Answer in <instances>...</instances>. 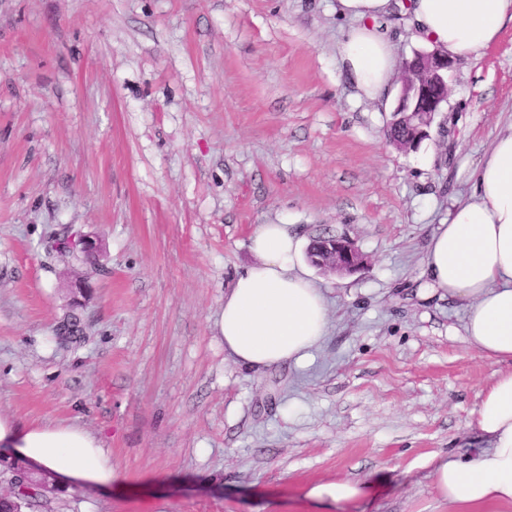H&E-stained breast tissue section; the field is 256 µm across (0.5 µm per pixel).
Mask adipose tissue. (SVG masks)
Wrapping results in <instances>:
<instances>
[{
  "label": "adipose tissue",
  "instance_id": "adipose-tissue-1",
  "mask_svg": "<svg viewBox=\"0 0 512 512\" xmlns=\"http://www.w3.org/2000/svg\"><path fill=\"white\" fill-rule=\"evenodd\" d=\"M399 6L418 41L453 59L480 55L512 24V0H337L338 14L353 22L339 43L340 64L361 97L377 99L391 85L397 59L381 22ZM298 247L284 224H261L251 235L256 261L225 292L216 322L234 362L258 369L298 361L326 335L327 302L298 269ZM426 269L428 288L467 301L469 345L491 361L512 362V129L494 140L470 199L433 232ZM470 426L477 447L434 464L438 493L462 512L512 507V372L482 391ZM0 450L64 488L108 491L118 478L100 439L78 426L0 415Z\"/></svg>",
  "mask_w": 512,
  "mask_h": 512
}]
</instances>
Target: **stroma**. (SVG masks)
Wrapping results in <instances>:
<instances>
[{
  "instance_id": "obj_1",
  "label": "stroma",
  "mask_w": 512,
  "mask_h": 512,
  "mask_svg": "<svg viewBox=\"0 0 512 512\" xmlns=\"http://www.w3.org/2000/svg\"><path fill=\"white\" fill-rule=\"evenodd\" d=\"M350 26L336 0H0V415L81 426L120 475L30 512H450L429 461L468 451L504 367L425 258L512 126V26L453 61L408 152L396 102L340 67ZM261 224L346 236L366 264L309 268L328 333L258 371L215 322ZM67 231L96 265L51 250ZM337 479L374 489L305 499ZM372 483L350 480H336L310 486L304 496L312 503L324 505L355 501L369 495L368 488Z\"/></svg>"
}]
</instances>
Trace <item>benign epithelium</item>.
Here are the masks:
<instances>
[{
	"label": "benign epithelium",
	"instance_id": "benign-epithelium-1",
	"mask_svg": "<svg viewBox=\"0 0 512 512\" xmlns=\"http://www.w3.org/2000/svg\"><path fill=\"white\" fill-rule=\"evenodd\" d=\"M452 62L437 50L421 53V64L404 71L402 93L396 109L398 120L413 125L420 138L448 99V71ZM311 263L325 271L353 273L364 266V257L354 242L345 236L331 237L313 251Z\"/></svg>",
	"mask_w": 512,
	"mask_h": 512
}]
</instances>
